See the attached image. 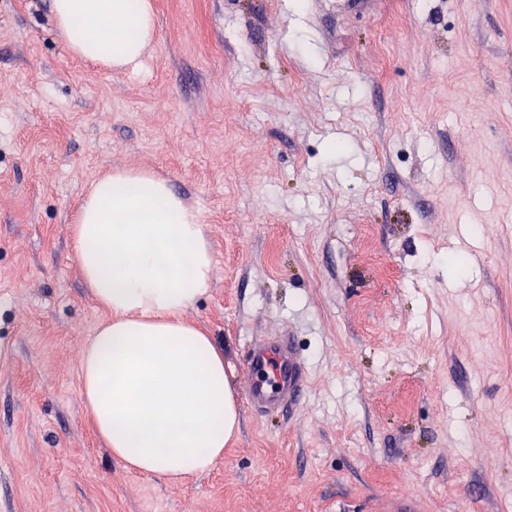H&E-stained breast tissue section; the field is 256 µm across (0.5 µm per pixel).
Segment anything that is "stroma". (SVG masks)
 Returning a JSON list of instances; mask_svg holds the SVG:
<instances>
[{
    "mask_svg": "<svg viewBox=\"0 0 512 512\" xmlns=\"http://www.w3.org/2000/svg\"><path fill=\"white\" fill-rule=\"evenodd\" d=\"M151 2V53L111 70L49 0H0V512H512V0ZM122 168L215 260L185 318L240 429L178 485L112 458L79 391L105 314L71 224ZM277 336L306 392L257 411L244 356Z\"/></svg>",
    "mask_w": 512,
    "mask_h": 512,
    "instance_id": "35a3bbf8",
    "label": "stroma"
}]
</instances>
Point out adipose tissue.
I'll use <instances>...</instances> for the list:
<instances>
[{"instance_id":"ef3b65f1","label":"adipose tissue","mask_w":512,"mask_h":512,"mask_svg":"<svg viewBox=\"0 0 512 512\" xmlns=\"http://www.w3.org/2000/svg\"><path fill=\"white\" fill-rule=\"evenodd\" d=\"M69 53L110 68L137 63L155 37L150 0H49ZM82 277L108 317L82 346L84 405L113 458L175 485L206 473L240 416L211 336L184 318L214 260L197 213L145 169L94 181L73 231Z\"/></svg>"}]
</instances>
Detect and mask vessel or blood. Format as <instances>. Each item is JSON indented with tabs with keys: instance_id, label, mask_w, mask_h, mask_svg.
<instances>
[{
	"instance_id": "vessel-or-blood-1",
	"label": "vessel or blood",
	"mask_w": 512,
	"mask_h": 512,
	"mask_svg": "<svg viewBox=\"0 0 512 512\" xmlns=\"http://www.w3.org/2000/svg\"><path fill=\"white\" fill-rule=\"evenodd\" d=\"M246 363V397L252 407L269 408L299 401L306 388V372L290 341L254 345L247 353Z\"/></svg>"
}]
</instances>
